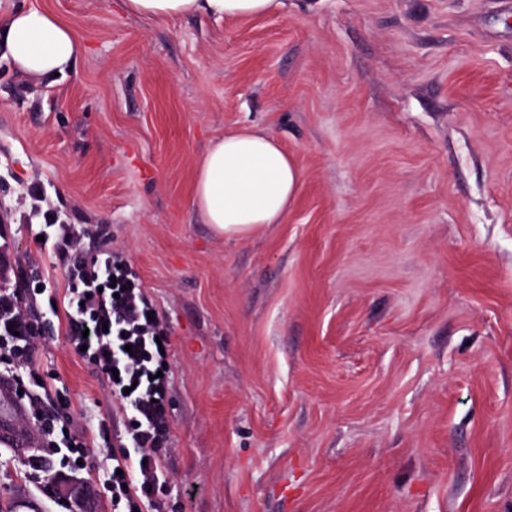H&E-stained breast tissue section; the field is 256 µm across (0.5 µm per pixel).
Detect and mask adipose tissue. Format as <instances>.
I'll use <instances>...</instances> for the list:
<instances>
[{
  "label": "adipose tissue",
  "instance_id": "obj_1",
  "mask_svg": "<svg viewBox=\"0 0 512 512\" xmlns=\"http://www.w3.org/2000/svg\"><path fill=\"white\" fill-rule=\"evenodd\" d=\"M279 0H123L133 15L164 21L203 14L246 19L268 14ZM81 43L73 30L48 11L30 8L0 13V56L20 73L42 79L74 69ZM300 173L272 132L257 127L225 131L197 163L194 205L213 233L243 240L283 223Z\"/></svg>",
  "mask_w": 512,
  "mask_h": 512
}]
</instances>
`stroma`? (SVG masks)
Masks as SVG:
<instances>
[{
  "label": "stroma",
  "instance_id": "obj_1",
  "mask_svg": "<svg viewBox=\"0 0 512 512\" xmlns=\"http://www.w3.org/2000/svg\"><path fill=\"white\" fill-rule=\"evenodd\" d=\"M66 22L76 68L0 57V254L65 290L33 243L40 185L107 224L170 333L166 512H512V0H282L151 22L123 0H0ZM257 126L301 180L283 223L217 237L197 161ZM47 414L127 417L54 330ZM102 451L35 470L0 447V512H112Z\"/></svg>",
  "mask_w": 512,
  "mask_h": 512
}]
</instances>
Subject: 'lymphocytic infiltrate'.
I'll return each instance as SVG.
<instances>
[{"mask_svg": "<svg viewBox=\"0 0 512 512\" xmlns=\"http://www.w3.org/2000/svg\"><path fill=\"white\" fill-rule=\"evenodd\" d=\"M40 249L53 259H68L65 294L49 289L47 306L64 320V335L107 380L110 393L132 413L124 441L110 449L102 471L112 512H163L159 496L167 484L159 450L169 430L166 401L172 373L160 347L169 332L136 276L110 249L106 224H61L50 220L31 229ZM99 240L103 249L91 259L79 258L85 240ZM28 284L16 276L13 287L0 289V376L15 387L30 385L27 409L40 423L41 448L32 465L61 456L76 466L88 440L72 421L48 418L42 408L36 365L46 336L27 304Z\"/></svg>", "mask_w": 512, "mask_h": 512, "instance_id": "1", "label": "lymphocytic infiltrate"}]
</instances>
